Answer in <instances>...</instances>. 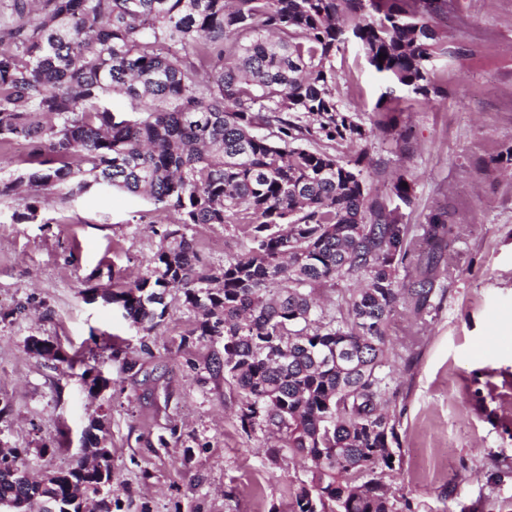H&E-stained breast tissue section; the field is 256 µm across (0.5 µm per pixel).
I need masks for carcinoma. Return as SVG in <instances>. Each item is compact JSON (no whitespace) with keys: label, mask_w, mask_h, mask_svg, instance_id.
<instances>
[{"label":"carcinoma","mask_w":512,"mask_h":512,"mask_svg":"<svg viewBox=\"0 0 512 512\" xmlns=\"http://www.w3.org/2000/svg\"><path fill=\"white\" fill-rule=\"evenodd\" d=\"M447 12L448 0H0V146L28 147V167L0 176V200L29 191L12 222L36 221L49 194L101 188L176 215L150 274L103 298L150 332L180 290L199 335L224 337L243 428H272L311 462L293 512H398L374 477L400 446L384 348L398 304L432 307L456 224L446 200L429 211L420 267L399 206L366 184L365 149L334 153L367 133L336 99L333 60L353 42L384 79L445 95ZM116 93L130 111L113 110ZM405 181L389 189L400 206ZM197 224L233 227L224 265L199 260ZM351 280L336 313L320 308L318 290ZM344 353L352 364L336 363ZM91 455V471L34 481L18 449H0V509L78 512L112 473L111 449Z\"/></svg>","instance_id":"obj_1"}]
</instances>
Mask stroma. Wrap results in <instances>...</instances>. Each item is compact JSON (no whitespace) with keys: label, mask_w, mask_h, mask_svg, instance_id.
Wrapping results in <instances>:
<instances>
[{"label":"stroma","mask_w":512,"mask_h":512,"mask_svg":"<svg viewBox=\"0 0 512 512\" xmlns=\"http://www.w3.org/2000/svg\"><path fill=\"white\" fill-rule=\"evenodd\" d=\"M446 97L389 89L355 47L334 62L336 96L370 132L365 175L385 194L413 187L405 221L441 200L458 226L424 317L389 328L400 458L382 482L399 512H512V0H451ZM25 195L0 202V447L30 474L71 467L93 438L112 450V512H290L309 464L279 434L240 421L241 390L217 369L224 339L198 336L170 292L150 335L101 293L154 267L160 238L143 197L109 189L55 201L15 224ZM205 263L236 249L232 229L196 225ZM59 345L61 359L34 340ZM112 382L90 390L85 369Z\"/></svg>","instance_id":"35a3bbf8"}]
</instances>
